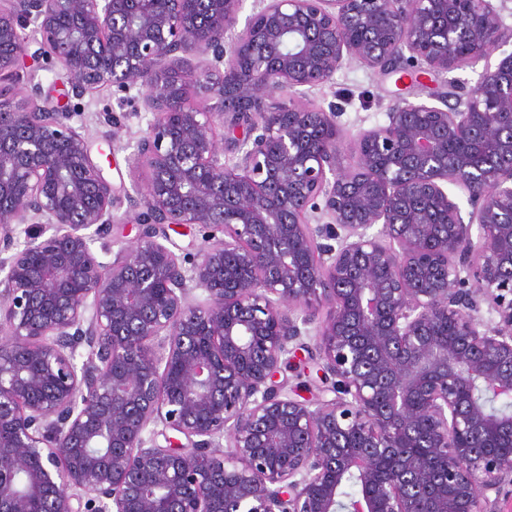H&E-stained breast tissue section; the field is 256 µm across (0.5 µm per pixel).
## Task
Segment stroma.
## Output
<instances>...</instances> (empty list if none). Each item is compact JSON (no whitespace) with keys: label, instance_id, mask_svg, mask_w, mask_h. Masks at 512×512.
Returning a JSON list of instances; mask_svg holds the SVG:
<instances>
[{"label":"stroma","instance_id":"stroma-1","mask_svg":"<svg viewBox=\"0 0 512 512\" xmlns=\"http://www.w3.org/2000/svg\"><path fill=\"white\" fill-rule=\"evenodd\" d=\"M486 65V60L481 59L428 74L417 82L403 70L382 75L350 61L336 72L330 83L307 92L302 101L337 112L338 150L343 165L347 166L354 160L353 140L359 131L384 124L387 112L395 106L429 101L431 93L444 85H454L462 92L470 90ZM19 74L12 91L15 104H26L32 86L37 84L43 92L51 94L53 102L73 111V122L84 128L93 148L97 149L96 160L103 165L106 178L122 192L114 209L115 218L123 222L116 244L122 247L136 242L141 228L126 223L125 218L131 209L130 196L136 195L146 178L145 168L134 159L136 145L146 131L149 118L141 94L133 90L124 95L116 89L105 88L81 99L71 97L65 76L43 58H25ZM108 112L120 121V132H113L105 123L104 115ZM321 367V361L309 358L307 352H299L290 369L281 374L287 391L307 399L321 396L324 387Z\"/></svg>","mask_w":512,"mask_h":512}]
</instances>
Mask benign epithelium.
<instances>
[{
  "label": "benign epithelium",
  "mask_w": 512,
  "mask_h": 512,
  "mask_svg": "<svg viewBox=\"0 0 512 512\" xmlns=\"http://www.w3.org/2000/svg\"><path fill=\"white\" fill-rule=\"evenodd\" d=\"M241 2L0 0V82L31 27L73 96L137 88L151 114L142 232L104 262L118 194L74 113L0 89V512H500L512 440L475 444L512 436V52L392 108L349 168L336 112L284 93L347 61L433 71L462 38L489 59L501 8L267 0L236 32ZM14 224L48 236L16 249ZM160 224L203 232L191 262ZM303 349L334 398L277 381Z\"/></svg>",
  "instance_id": "obj_1"
}]
</instances>
